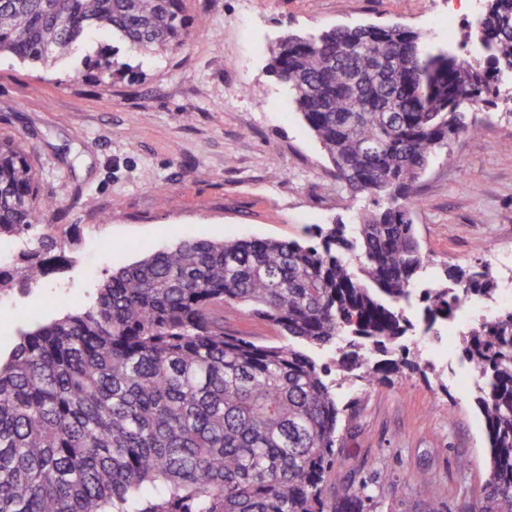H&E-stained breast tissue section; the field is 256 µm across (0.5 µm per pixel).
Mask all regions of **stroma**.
<instances>
[{
    "mask_svg": "<svg viewBox=\"0 0 512 512\" xmlns=\"http://www.w3.org/2000/svg\"><path fill=\"white\" fill-rule=\"evenodd\" d=\"M191 36L174 52L144 53L94 36L51 65L0 56V139L23 141L42 195L55 209L56 233L75 238L62 261L31 294L0 298V309L44 320L80 306L104 275L183 239L255 237L301 240L309 227L355 224L368 201L351 197L319 141L296 112L287 86L268 68L290 32L399 23L430 49L477 58L449 27L485 11L484 0H187ZM113 49L117 72L98 80L87 57ZM495 104L469 108L477 127L435 157L417 184L412 219L436 263H486L491 298L459 310L438 336L415 328L402 340L415 372L367 387L335 369V348H315L332 365L340 404L355 428L340 432L328 486L359 483L382 471L377 512H415L437 495L451 508L472 501L488 474L482 380L462 357V336L481 316L512 306V83L500 81ZM488 250L481 251L477 242ZM224 327L256 343L279 345L278 331L239 308ZM420 467L431 488L408 484Z\"/></svg>",
    "mask_w": 512,
    "mask_h": 512,
    "instance_id": "35a3bbf8",
    "label": "stroma"
}]
</instances>
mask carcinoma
I'll return each instance as SVG.
<instances>
[{
	"instance_id": "carcinoma-1",
	"label": "carcinoma",
	"mask_w": 512,
	"mask_h": 512,
	"mask_svg": "<svg viewBox=\"0 0 512 512\" xmlns=\"http://www.w3.org/2000/svg\"><path fill=\"white\" fill-rule=\"evenodd\" d=\"M488 33L486 65L399 24L289 33L269 70L320 140L339 180L374 208L347 227L315 226L310 244L266 238L182 240L102 278L89 304L41 322L28 313L0 356V512H374L368 483L326 496L339 405L328 369L306 351L347 341L339 370L381 382L408 361H373L415 328L454 320L464 299L491 296L485 264L432 266L412 220L430 159L472 131L465 109L497 96L493 69L512 60V0L456 40ZM107 32L141 51H176L190 37L185 0H0V55L46 64ZM30 153L0 141V238L27 247L0 262V290L27 293L63 243L45 230ZM236 305L288 337L257 345L224 331ZM483 379L477 407L489 475L462 512H512V310L464 338Z\"/></svg>"
}]
</instances>
